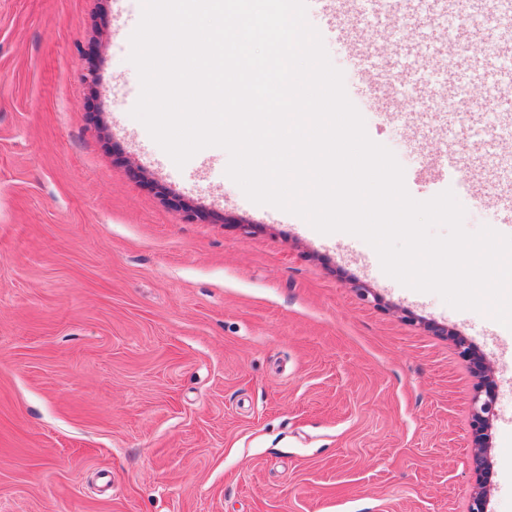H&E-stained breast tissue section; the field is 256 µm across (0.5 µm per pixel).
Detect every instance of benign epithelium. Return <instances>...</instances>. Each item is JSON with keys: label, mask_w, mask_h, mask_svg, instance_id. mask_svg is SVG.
<instances>
[{"label": "benign epithelium", "mask_w": 512, "mask_h": 512, "mask_svg": "<svg viewBox=\"0 0 512 512\" xmlns=\"http://www.w3.org/2000/svg\"><path fill=\"white\" fill-rule=\"evenodd\" d=\"M472 372L479 384L471 403V419L477 432L473 440V463L475 483L471 494L469 512H486L487 486L483 477L484 460L488 451L487 440L482 430L489 425L495 415V395L485 391L490 379V369L479 359H472Z\"/></svg>", "instance_id": "benign-epithelium-1"}]
</instances>
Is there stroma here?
Returning a JSON list of instances; mask_svg holds the SVG:
<instances>
[{
	"label": "stroma",
	"instance_id": "1",
	"mask_svg": "<svg viewBox=\"0 0 512 512\" xmlns=\"http://www.w3.org/2000/svg\"><path fill=\"white\" fill-rule=\"evenodd\" d=\"M116 8L0 0V512H468L456 334L495 383L487 509L512 512V329L251 202L223 148L176 166L131 115ZM363 118L414 199L460 132L461 178L512 181V128L481 102Z\"/></svg>",
	"mask_w": 512,
	"mask_h": 512
}]
</instances>
